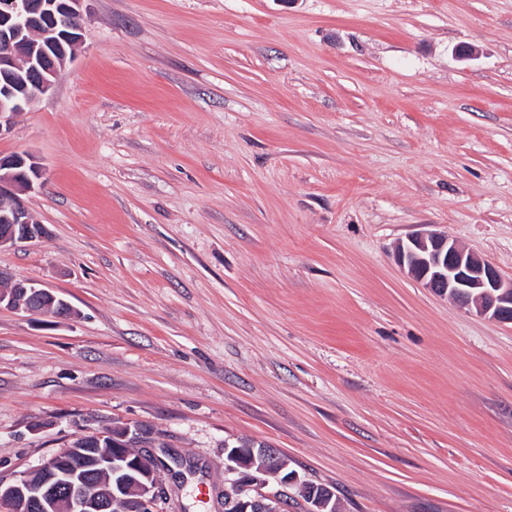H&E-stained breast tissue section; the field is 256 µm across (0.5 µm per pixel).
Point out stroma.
I'll list each match as a JSON object with an SVG mask.
<instances>
[{"mask_svg":"<svg viewBox=\"0 0 512 512\" xmlns=\"http://www.w3.org/2000/svg\"><path fill=\"white\" fill-rule=\"evenodd\" d=\"M0 153L46 170L0 272V480L116 423L224 512V446L340 512H512V324L406 276L440 232L512 279V0H84ZM209 495L196 507L198 487ZM7 307L28 314L61 318L73 312L63 299L49 288H41L27 280H10L8 288L0 289V308Z\"/></svg>","mask_w":512,"mask_h":512,"instance_id":"1","label":"stroma"}]
</instances>
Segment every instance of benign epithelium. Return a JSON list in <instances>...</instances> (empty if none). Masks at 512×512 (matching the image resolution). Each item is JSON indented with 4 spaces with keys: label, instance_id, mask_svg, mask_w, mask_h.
<instances>
[{
    "label": "benign epithelium",
    "instance_id": "obj_1",
    "mask_svg": "<svg viewBox=\"0 0 512 512\" xmlns=\"http://www.w3.org/2000/svg\"><path fill=\"white\" fill-rule=\"evenodd\" d=\"M82 0H0V135L9 116L49 92L73 58L63 43L81 41ZM43 30L37 44L27 34ZM43 168L29 153L0 154V250L46 233L22 195L41 183ZM407 275L433 293L449 296L480 315L512 324V280L447 237L415 234L397 252ZM60 318L73 312L50 289L12 280L0 289V308ZM132 429L84 435L40 465L0 481V512H159L165 497L151 455L130 448ZM107 450L98 452L101 443ZM275 448H224V469L238 488L235 512H282L270 480L283 487L301 483Z\"/></svg>",
    "mask_w": 512,
    "mask_h": 512
}]
</instances>
